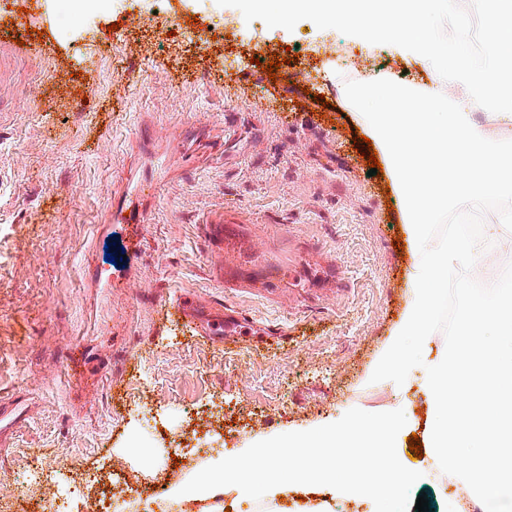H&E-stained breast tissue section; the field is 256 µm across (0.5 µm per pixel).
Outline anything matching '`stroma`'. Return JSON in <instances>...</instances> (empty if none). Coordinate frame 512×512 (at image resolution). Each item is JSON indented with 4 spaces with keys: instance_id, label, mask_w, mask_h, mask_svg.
Segmentation results:
<instances>
[{
    "instance_id": "stroma-1",
    "label": "stroma",
    "mask_w": 512,
    "mask_h": 512,
    "mask_svg": "<svg viewBox=\"0 0 512 512\" xmlns=\"http://www.w3.org/2000/svg\"><path fill=\"white\" fill-rule=\"evenodd\" d=\"M267 49L302 56L300 74L262 71L252 59ZM328 65L426 75L388 47L308 19L271 28L217 0H112L81 19L57 0H0V403L20 412L0 435L11 512H85L88 481L108 472L112 512H127L134 490L172 493L354 407L403 405L424 434L421 389L371 380L414 257L394 246L398 199L388 174H370L366 129ZM228 113L229 156L183 153L188 127L223 139ZM146 132L168 140L180 173L162 180L127 262L129 225L104 218L113 184L142 175L129 148ZM216 213L238 219L220 248L203 223ZM181 294L223 312L222 336L160 316Z\"/></svg>"
}]
</instances>
